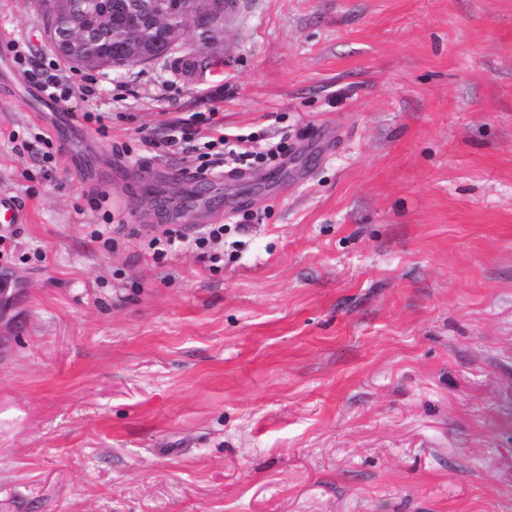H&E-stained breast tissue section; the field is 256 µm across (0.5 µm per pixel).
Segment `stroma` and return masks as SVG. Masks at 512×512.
I'll use <instances>...</instances> for the list:
<instances>
[{
	"label": "stroma",
	"instance_id": "35a3bbf8",
	"mask_svg": "<svg viewBox=\"0 0 512 512\" xmlns=\"http://www.w3.org/2000/svg\"><path fill=\"white\" fill-rule=\"evenodd\" d=\"M20 37L52 74L37 0H0ZM63 72L101 120L0 95V264L34 280L0 512H512V0H235L211 44ZM195 112L288 153L188 216ZM190 223L223 242L151 245Z\"/></svg>",
	"mask_w": 512,
	"mask_h": 512
}]
</instances>
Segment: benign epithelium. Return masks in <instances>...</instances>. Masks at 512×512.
<instances>
[{"label":"benign epithelium","instance_id":"1","mask_svg":"<svg viewBox=\"0 0 512 512\" xmlns=\"http://www.w3.org/2000/svg\"><path fill=\"white\" fill-rule=\"evenodd\" d=\"M58 14L45 31L53 50L88 69H117L157 61L184 39L191 28L216 33L224 25L223 0H98L93 13L75 0H52ZM32 276L0 266V348L20 328L13 311L32 288Z\"/></svg>","mask_w":512,"mask_h":512}]
</instances>
